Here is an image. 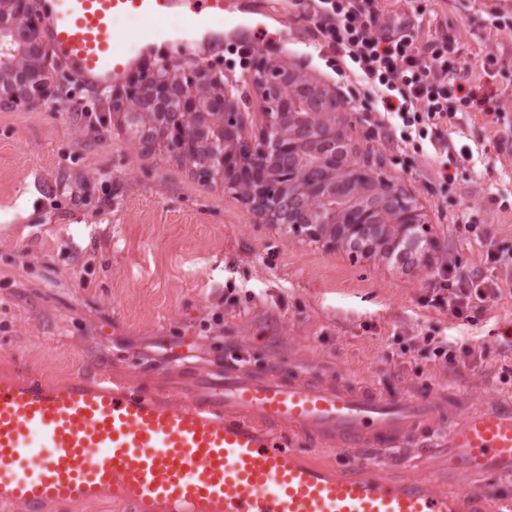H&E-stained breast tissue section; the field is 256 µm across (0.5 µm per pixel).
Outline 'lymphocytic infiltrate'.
<instances>
[{
  "label": "lymphocytic infiltrate",
  "instance_id": "1",
  "mask_svg": "<svg viewBox=\"0 0 512 512\" xmlns=\"http://www.w3.org/2000/svg\"><path fill=\"white\" fill-rule=\"evenodd\" d=\"M300 16L313 22L322 43L381 104L382 120L399 130L403 143L429 142L447 155L443 127L470 105L461 95L467 70L460 64L455 37L415 45L407 36L379 34V0H294ZM499 283L471 282L465 288L443 285L429 304L463 318L500 296Z\"/></svg>",
  "mask_w": 512,
  "mask_h": 512
}]
</instances>
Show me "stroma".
<instances>
[{"label": "stroma", "mask_w": 512, "mask_h": 512, "mask_svg": "<svg viewBox=\"0 0 512 512\" xmlns=\"http://www.w3.org/2000/svg\"><path fill=\"white\" fill-rule=\"evenodd\" d=\"M224 41L193 55L150 42L125 80L91 91L49 57L53 100L0 105V373L60 381L153 367L175 377L170 355L205 372L244 356V369L300 371L367 386L388 396L446 393L461 412L512 398V293L473 318L428 306L442 276L512 281V267L488 249L512 252V131L484 111L512 116V34L489 23L512 17V0H382L379 29L418 45L453 35L473 100L449 124L458 161L437 176L432 147L382 139L361 108L366 91L332 69L311 22L292 0H224ZM258 41L247 66L234 53L239 26ZM497 58L491 73L477 60ZM190 72L210 67L232 85L248 136L263 122L253 76L258 63H286L344 105L358 162L393 181L422 207L436 261L364 257L288 235L233 190L199 176L165 145L145 147L115 123H98L107 99L152 72L160 59ZM471 348L466 361L435 358L427 337ZM396 479L428 477L444 490L481 488L450 477L448 451L425 463L381 461Z\"/></svg>", "instance_id": "obj_1"}]
</instances>
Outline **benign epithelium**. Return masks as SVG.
I'll list each match as a JSON object with an SVG mask.
<instances>
[{
	"label": "benign epithelium",
	"mask_w": 512,
	"mask_h": 512,
	"mask_svg": "<svg viewBox=\"0 0 512 512\" xmlns=\"http://www.w3.org/2000/svg\"><path fill=\"white\" fill-rule=\"evenodd\" d=\"M37 26L32 0H0V89L16 102L52 95L41 44L30 35ZM255 84L265 121L253 143L244 137L233 87L207 68L185 74L160 64L112 100L107 119L146 146L161 128L170 147L187 158L203 145L204 177L234 190L267 223L281 224L291 235L359 244L383 257L377 239L384 229L391 250L432 264L435 242L422 208L402 188L354 161L336 98L275 61L259 66ZM171 113L179 117L174 125Z\"/></svg>",
	"instance_id": "7a95c632"
}]
</instances>
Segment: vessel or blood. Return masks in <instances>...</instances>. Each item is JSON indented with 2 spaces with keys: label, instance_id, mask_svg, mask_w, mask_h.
Listing matches in <instances>:
<instances>
[{
  "label": "vessel or blood",
  "instance_id": "b4317fda",
  "mask_svg": "<svg viewBox=\"0 0 512 512\" xmlns=\"http://www.w3.org/2000/svg\"><path fill=\"white\" fill-rule=\"evenodd\" d=\"M224 15V0H56L45 29L70 75L95 89L121 78L134 45L112 22H146L151 36L183 19L191 35ZM436 398H389L295 373L233 366L146 387L141 378L52 381L0 375V505L44 512L109 500L124 512H487L488 490L444 491L387 477L375 455L413 446L426 460ZM367 455L334 470L283 447V436ZM448 467L464 478L512 477V403L449 426Z\"/></svg>",
  "mask_w": 512,
  "mask_h": 512
}]
</instances>
